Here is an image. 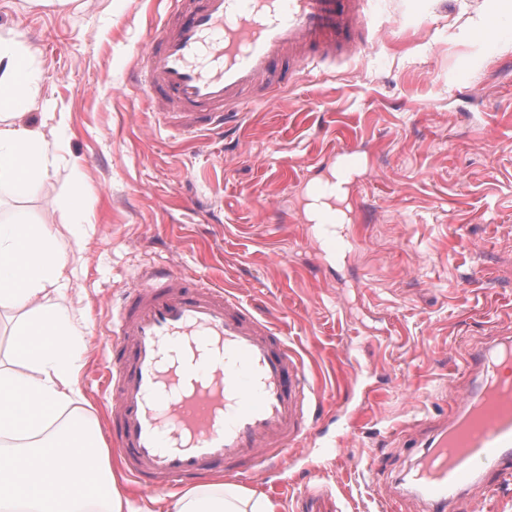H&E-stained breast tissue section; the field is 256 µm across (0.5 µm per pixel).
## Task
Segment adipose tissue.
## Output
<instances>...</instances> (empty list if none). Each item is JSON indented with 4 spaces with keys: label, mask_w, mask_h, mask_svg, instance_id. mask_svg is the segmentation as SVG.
<instances>
[{
    "label": "adipose tissue",
    "mask_w": 512,
    "mask_h": 512,
    "mask_svg": "<svg viewBox=\"0 0 512 512\" xmlns=\"http://www.w3.org/2000/svg\"><path fill=\"white\" fill-rule=\"evenodd\" d=\"M34 51L0 35V187L28 195L49 165V143L22 123L32 96ZM65 224L24 215L0 223V308L20 316L0 366V512H156L133 510L100 451L99 423L82 407L83 323L65 300L73 259L86 247L85 201L75 193ZM163 512H277L265 495L230 482H204L169 500Z\"/></svg>",
    "instance_id": "obj_1"
}]
</instances>
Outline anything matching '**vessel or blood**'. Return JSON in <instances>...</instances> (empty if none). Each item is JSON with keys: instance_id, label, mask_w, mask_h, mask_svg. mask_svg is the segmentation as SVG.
Here are the masks:
<instances>
[{"instance_id": "vessel-or-blood-1", "label": "vessel or blood", "mask_w": 512, "mask_h": 512, "mask_svg": "<svg viewBox=\"0 0 512 512\" xmlns=\"http://www.w3.org/2000/svg\"><path fill=\"white\" fill-rule=\"evenodd\" d=\"M135 71L160 117L184 135H224L245 117L247 93L278 94L307 67L364 46V0H170ZM322 210L317 256L341 255ZM114 454L147 492L233 475L263 481L312 433L315 394L282 332L222 285L153 266L128 288L106 325ZM208 348L203 375L168 364V349ZM512 339L469 353L471 380L448 417L426 424L411 477L427 512H446L480 484L512 482Z\"/></svg>"}]
</instances>
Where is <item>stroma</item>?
<instances>
[{"label":"stroma","instance_id":"1","mask_svg":"<svg viewBox=\"0 0 512 512\" xmlns=\"http://www.w3.org/2000/svg\"><path fill=\"white\" fill-rule=\"evenodd\" d=\"M167 8L0 0V28L35 50L24 122L56 133L47 174L26 198L1 191L0 216L58 224L84 189L72 304L92 418L115 299L149 266L214 278L283 329L324 393L282 481L245 489L277 512H385L421 455L418 421L447 417L469 349L512 328V15L468 43L485 0H368L361 55L308 68L236 133L191 144L131 80ZM350 146L366 167L348 194L357 243L325 261L300 184Z\"/></svg>","mask_w":512,"mask_h":512}]
</instances>
